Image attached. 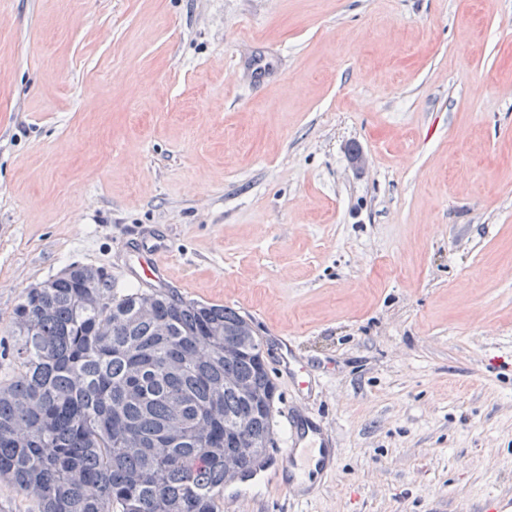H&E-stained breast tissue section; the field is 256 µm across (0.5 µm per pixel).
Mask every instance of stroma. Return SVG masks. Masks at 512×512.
<instances>
[{"label": "stroma", "mask_w": 512, "mask_h": 512, "mask_svg": "<svg viewBox=\"0 0 512 512\" xmlns=\"http://www.w3.org/2000/svg\"><path fill=\"white\" fill-rule=\"evenodd\" d=\"M288 337L317 495L236 512L512 499V0H0V381L13 312L70 265ZM309 388H301V381ZM163 252L161 243L151 236L142 238L130 249L133 261L144 281L160 283L164 279L167 267L161 256Z\"/></svg>", "instance_id": "35a3bbf8"}]
</instances>
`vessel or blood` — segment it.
Masks as SVG:
<instances>
[{
    "mask_svg": "<svg viewBox=\"0 0 512 512\" xmlns=\"http://www.w3.org/2000/svg\"><path fill=\"white\" fill-rule=\"evenodd\" d=\"M130 253L144 281L163 280L166 264L162 259L163 247L157 239L142 238ZM281 455L288 469L283 490L295 497L312 488L318 476L333 469L336 450L326 429L309 415L295 410L288 415V445Z\"/></svg>",
    "mask_w": 512,
    "mask_h": 512,
    "instance_id": "1",
    "label": "vessel or blood"
}]
</instances>
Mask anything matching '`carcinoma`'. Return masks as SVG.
<instances>
[{
  "label": "carcinoma",
  "instance_id": "cac0c4a2",
  "mask_svg": "<svg viewBox=\"0 0 512 512\" xmlns=\"http://www.w3.org/2000/svg\"><path fill=\"white\" fill-rule=\"evenodd\" d=\"M243 322L161 288L118 296L85 266L29 289L13 316L18 372L0 383V479L36 512H217L212 428L243 420L246 441L265 439L268 414L236 383L275 387ZM176 418L184 430L159 440Z\"/></svg>",
  "mask_w": 512,
  "mask_h": 512
}]
</instances>
